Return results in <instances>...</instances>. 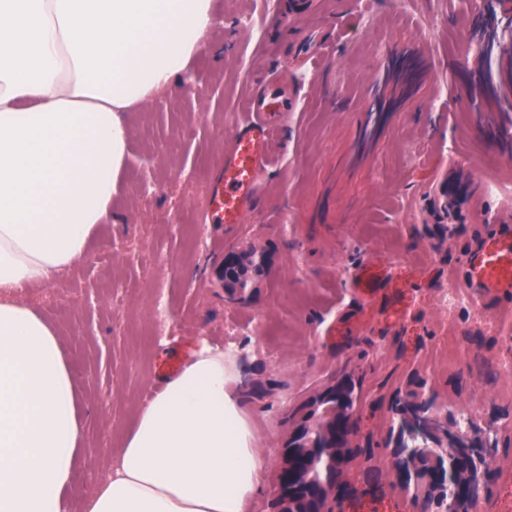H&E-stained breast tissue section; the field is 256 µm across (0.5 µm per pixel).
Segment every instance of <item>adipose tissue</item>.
<instances>
[{"label":"adipose tissue","instance_id":"ef3b65f1","mask_svg":"<svg viewBox=\"0 0 512 512\" xmlns=\"http://www.w3.org/2000/svg\"><path fill=\"white\" fill-rule=\"evenodd\" d=\"M212 0H0V512H65L84 432L55 326L24 300L110 223L131 129L208 48ZM222 346L144 405L85 512H243L261 460Z\"/></svg>","mask_w":512,"mask_h":512}]
</instances>
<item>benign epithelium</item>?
Returning <instances> with one entry per match:
<instances>
[{
    "mask_svg": "<svg viewBox=\"0 0 512 512\" xmlns=\"http://www.w3.org/2000/svg\"><path fill=\"white\" fill-rule=\"evenodd\" d=\"M479 15H494L499 32H512V0H470ZM269 268V258L255 249L229 250L217 269L227 292H243L236 274L243 263ZM355 386L341 379L312 401L295 423L274 487L273 512H335L336 496L348 488L347 466L370 450L355 440ZM392 411L399 416L385 447L391 449V470L399 485L412 493L418 512H475L490 499L493 469L490 458L502 440L512 446V421L505 426L493 414L483 424L460 430L454 410L441 411L423 391H409L396 399ZM429 442L427 448H408L407 427Z\"/></svg>",
    "mask_w": 512,
    "mask_h": 512,
    "instance_id": "1",
    "label": "benign epithelium"
}]
</instances>
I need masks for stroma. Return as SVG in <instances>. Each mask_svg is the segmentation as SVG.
<instances>
[{
  "label": "stroma",
  "mask_w": 512,
  "mask_h": 512,
  "mask_svg": "<svg viewBox=\"0 0 512 512\" xmlns=\"http://www.w3.org/2000/svg\"><path fill=\"white\" fill-rule=\"evenodd\" d=\"M264 0H212L210 48L148 106L132 127L123 185L88 257L28 292L62 333L80 394L84 446L66 512H84L105 477L109 450L158 389L165 368L201 340L223 346L240 384V409L263 464L244 512H271L275 477L293 421L310 397L340 377L362 392L358 437L372 452L349 471L336 512H411L389 467L384 439L397 424L392 399L422 384L443 409L512 414V357L495 327L512 324V293L477 310L442 309L462 288L469 259L501 250L512 225V111L475 112L460 66L477 71L468 47L467 0H288L291 25ZM256 29L240 26L239 11ZM407 49L422 63L411 93L391 70ZM244 68H237L238 58ZM276 74L297 89L298 109L275 130L271 165L237 224H205L198 191L224 164V142L240 129L247 98ZM377 82L390 116L362 146L366 89ZM465 185L442 200L441 183ZM496 192H488V183ZM265 251L268 273L231 300L217 279L225 251ZM380 270L370 293L359 269ZM164 300L170 320L153 332ZM489 501L477 512H512V447L498 448Z\"/></svg>",
  "instance_id": "stroma-1"
}]
</instances>
